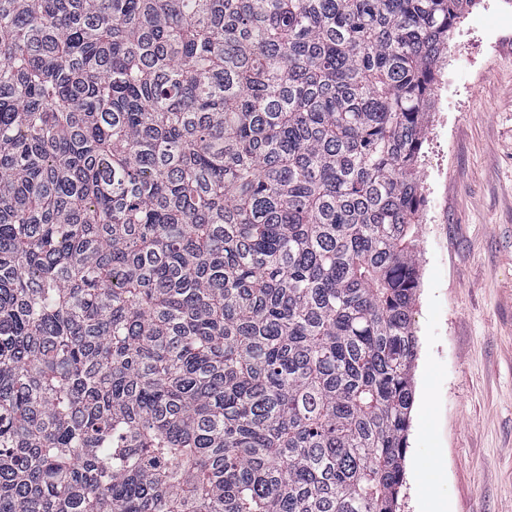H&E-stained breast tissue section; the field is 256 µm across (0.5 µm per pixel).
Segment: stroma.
<instances>
[{
	"mask_svg": "<svg viewBox=\"0 0 512 512\" xmlns=\"http://www.w3.org/2000/svg\"><path fill=\"white\" fill-rule=\"evenodd\" d=\"M424 138L398 512H512V0L457 24Z\"/></svg>",
	"mask_w": 512,
	"mask_h": 512,
	"instance_id": "stroma-1",
	"label": "stroma"
}]
</instances>
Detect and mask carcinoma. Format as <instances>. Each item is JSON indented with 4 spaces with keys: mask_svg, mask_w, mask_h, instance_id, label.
Wrapping results in <instances>:
<instances>
[{
    "mask_svg": "<svg viewBox=\"0 0 512 512\" xmlns=\"http://www.w3.org/2000/svg\"><path fill=\"white\" fill-rule=\"evenodd\" d=\"M473 2L0 0V512H397Z\"/></svg>",
    "mask_w": 512,
    "mask_h": 512,
    "instance_id": "1",
    "label": "carcinoma"
}]
</instances>
